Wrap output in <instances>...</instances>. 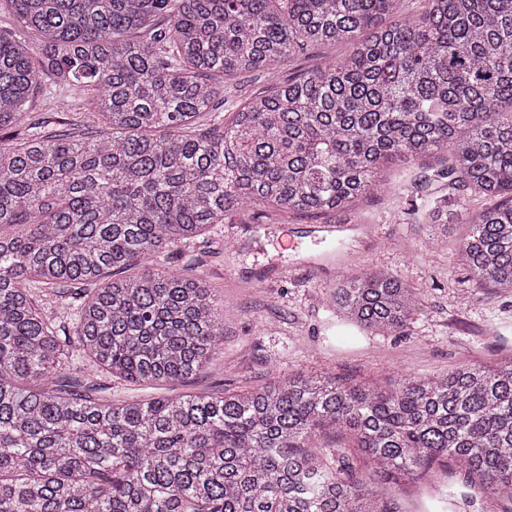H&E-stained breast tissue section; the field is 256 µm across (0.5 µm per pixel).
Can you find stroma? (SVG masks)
Returning <instances> with one entry per match:
<instances>
[{
    "instance_id": "obj_1",
    "label": "stroma",
    "mask_w": 512,
    "mask_h": 512,
    "mask_svg": "<svg viewBox=\"0 0 512 512\" xmlns=\"http://www.w3.org/2000/svg\"><path fill=\"white\" fill-rule=\"evenodd\" d=\"M258 73L224 81V102L204 125L223 122L264 88ZM395 158L386 164L387 192L329 215L244 210L225 216L195 241L161 255L163 266L199 265L216 304L224 308V347L202 376L167 386L115 381L103 389L114 401L185 392L241 391L274 375L328 371L338 378L392 385L404 376L432 377L470 361L488 365L512 356V290L476 288L458 265L456 225L429 223L410 208L447 194L448 183L415 184L421 166ZM318 224H351L342 245L319 242ZM447 233L448 245L428 241ZM381 266L421 293L422 309L400 333L367 334L342 324L329 293L351 269ZM456 465L436 469L452 483L432 512H503L504 502L471 496Z\"/></svg>"
}]
</instances>
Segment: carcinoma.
<instances>
[{
  "label": "carcinoma",
  "mask_w": 512,
  "mask_h": 512,
  "mask_svg": "<svg viewBox=\"0 0 512 512\" xmlns=\"http://www.w3.org/2000/svg\"><path fill=\"white\" fill-rule=\"evenodd\" d=\"M0 0V512H407L400 480L512 499V358L384 388L329 374L241 392L122 404L98 379L172 383L203 372L224 318L196 267L157 265L224 215L263 206L327 214L385 188L396 157L442 154L462 224L460 264L512 289V0ZM351 42L283 83L313 47ZM267 90L230 123L217 77ZM80 86L85 133L47 134L45 81ZM70 299L45 314L32 285ZM330 302L362 332L393 334L419 293L380 268ZM81 350L88 366L76 365ZM333 432L349 445L312 447Z\"/></svg>",
  "instance_id": "cac0c4a2"
}]
</instances>
